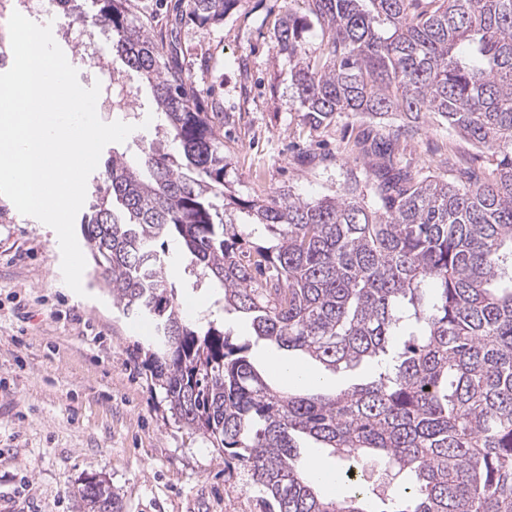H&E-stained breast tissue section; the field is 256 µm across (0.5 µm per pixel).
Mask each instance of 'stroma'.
<instances>
[{
  "mask_svg": "<svg viewBox=\"0 0 512 512\" xmlns=\"http://www.w3.org/2000/svg\"><path fill=\"white\" fill-rule=\"evenodd\" d=\"M287 9L286 0H237L223 21L202 27L158 0L130 2L136 23L164 34L204 108L223 111L220 137L237 196L341 194L362 171L356 143L398 125L409 128L394 145L402 166L444 173L453 154L469 175L492 177L490 152L431 116L303 121L288 57L271 39ZM112 66L124 70L120 59ZM124 72L138 91L134 113L108 101L98 111L103 122L133 125L116 149L135 165L164 117L150 87ZM188 264L180 256L166 274L184 314L196 318L214 310L216 294ZM82 286L80 296L65 284L50 227L0 195V512H81L75 491L88 476L106 480L121 512H261L246 470L225 467L222 452L175 421L143 365L145 339L121 307L91 271Z\"/></svg>",
  "mask_w": 512,
  "mask_h": 512,
  "instance_id": "1",
  "label": "stroma"
}]
</instances>
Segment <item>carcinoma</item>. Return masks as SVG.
<instances>
[{"label": "carcinoma", "instance_id": "1", "mask_svg": "<svg viewBox=\"0 0 512 512\" xmlns=\"http://www.w3.org/2000/svg\"><path fill=\"white\" fill-rule=\"evenodd\" d=\"M206 26L236 0H177ZM274 28L292 64L298 111L312 123L423 112L493 151L492 179L458 183L399 167L396 126L356 143L376 206L355 177L336 197L291 191L243 200L226 179L220 116L203 109L163 39L134 23L130 0H57L109 34L112 51L152 90L164 137L141 168L112 152L92 178L81 232L95 280L150 324L144 365L172 414L248 469L263 512H512V0H302ZM315 18L321 56L303 33ZM174 239L254 336L337 372H376L329 396L276 388L224 324L191 320L169 289ZM336 459L318 492L298 439ZM367 459L387 481L352 480ZM87 512H121L109 485L77 488Z\"/></svg>", "mask_w": 512, "mask_h": 512}]
</instances>
